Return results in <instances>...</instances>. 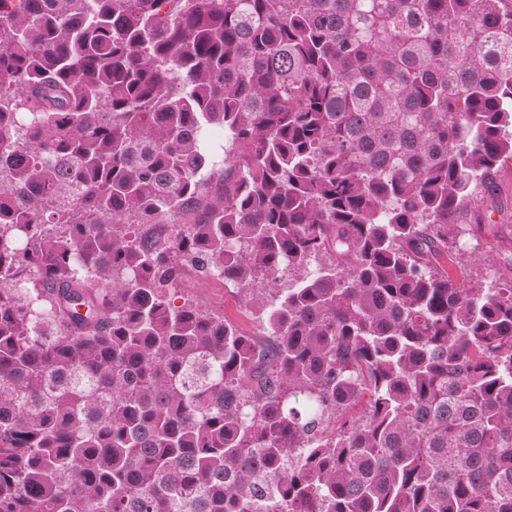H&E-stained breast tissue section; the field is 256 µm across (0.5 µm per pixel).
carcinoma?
Segmentation results:
<instances>
[{
  "instance_id": "carcinoma-1",
  "label": "carcinoma",
  "mask_w": 512,
  "mask_h": 512,
  "mask_svg": "<svg viewBox=\"0 0 512 512\" xmlns=\"http://www.w3.org/2000/svg\"><path fill=\"white\" fill-rule=\"evenodd\" d=\"M510 128L512 0H0V512H512ZM500 205L504 207L503 218L496 209L492 212ZM470 208L475 216L462 226L458 264H447L448 275L457 283L470 286L484 281L483 277L490 273L500 285L507 286L512 282V164L506 163L500 169L494 195H477ZM177 288L179 296L199 300L210 311L223 313L227 320L236 323L244 332H257L258 323L246 301L231 286L224 285V280L203 278L194 272H187Z\"/></svg>"
}]
</instances>
